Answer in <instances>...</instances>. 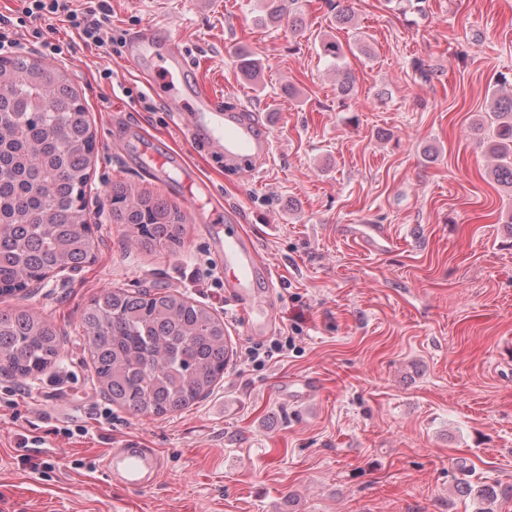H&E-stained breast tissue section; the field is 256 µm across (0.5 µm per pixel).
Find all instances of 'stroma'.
<instances>
[{"label": "stroma", "instance_id": "35a3bbf8", "mask_svg": "<svg viewBox=\"0 0 512 512\" xmlns=\"http://www.w3.org/2000/svg\"><path fill=\"white\" fill-rule=\"evenodd\" d=\"M108 3L116 39L155 26L225 103L259 113L272 150L255 173L225 168L122 55L60 21L23 37L25 54L85 98L96 142L86 204L103 243L72 276L0 297V310L25 306L65 338L44 374L0 373V512H475L458 479L512 486V189L474 131L512 91V0H345L343 25L327 0H283L304 20L298 32L259 24L264 0ZM329 41L356 76L350 99ZM241 49L259 60L258 79L238 67ZM145 142L188 151L210 207L270 261L275 334L294 338L287 357L246 360L254 339L224 296L204 225L186 223L173 253L127 244L106 199L115 183L189 217L198 209L178 171L143 165ZM353 224L384 225L396 248L365 252ZM113 287L177 290L223 318L233 353L210 395L162 418L112 407L80 316ZM302 377L318 384L308 401L278 394ZM82 425L88 435H74ZM24 435L43 441L31 466L17 451ZM130 441L165 459L151 490H125L97 467Z\"/></svg>", "mask_w": 512, "mask_h": 512}]
</instances>
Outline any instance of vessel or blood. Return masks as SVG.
Segmentation results:
<instances>
[{
	"mask_svg": "<svg viewBox=\"0 0 512 512\" xmlns=\"http://www.w3.org/2000/svg\"><path fill=\"white\" fill-rule=\"evenodd\" d=\"M125 61L136 69H148V90L165 87L169 111L177 120L185 122L191 134L203 135L227 166L236 167L248 161L259 165L269 158L272 144L258 114L244 106L225 109L222 95L203 87L197 67L177 44L162 39L155 27H146L129 44ZM141 157L159 175L178 169L185 177V190L190 198L209 197V184L189 163L186 152L159 155L145 147ZM353 235L366 250L376 254L388 252L395 244L394 238L378 224L355 225ZM213 255L224 273V286L230 299L246 316L248 335L269 334L275 321L271 265L254 242L240 234L215 237ZM314 387L313 378L306 377L282 381L278 392L282 397L298 401L310 396ZM99 467L113 482L140 492L159 483L165 461L156 449L132 444L108 450Z\"/></svg>",
	"mask_w": 512,
	"mask_h": 512,
	"instance_id": "b4317fda",
	"label": "vessel or blood"
}]
</instances>
